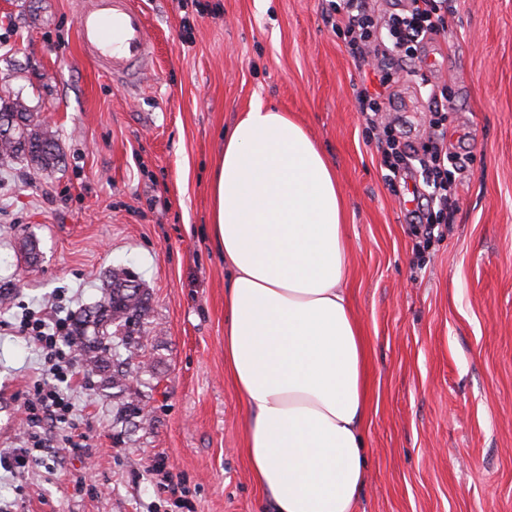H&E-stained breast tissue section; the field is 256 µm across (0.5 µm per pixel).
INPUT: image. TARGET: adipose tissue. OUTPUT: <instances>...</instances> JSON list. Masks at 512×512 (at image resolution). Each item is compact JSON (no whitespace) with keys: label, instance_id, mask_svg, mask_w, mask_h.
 I'll return each instance as SVG.
<instances>
[{"label":"adipose tissue","instance_id":"ef3b65f1","mask_svg":"<svg viewBox=\"0 0 512 512\" xmlns=\"http://www.w3.org/2000/svg\"><path fill=\"white\" fill-rule=\"evenodd\" d=\"M208 232L230 274L224 365L272 512H357L366 341L343 287L336 169L293 117L253 105L224 135Z\"/></svg>","mask_w":512,"mask_h":512}]
</instances>
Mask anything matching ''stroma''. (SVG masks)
I'll return each mask as SVG.
<instances>
[{"mask_svg": "<svg viewBox=\"0 0 512 512\" xmlns=\"http://www.w3.org/2000/svg\"><path fill=\"white\" fill-rule=\"evenodd\" d=\"M155 47L135 88L84 54L77 0H0V96L56 130L51 172L0 165V451L30 432L44 370L3 325L60 299L101 298L113 268L149 293L132 377L71 392L85 445L43 426L57 462L0 470L10 512H269L244 454L246 409L224 369V260L207 233L224 132L254 103L291 114L336 168L345 288L367 342L368 475L358 512H512V0H448L453 33L426 75L447 87L448 150L466 160L442 237L422 244L363 73L325 21L330 0H138ZM403 136L429 114L413 76L392 85ZM41 255L28 264L24 237Z\"/></svg>", "mask_w": 512, "mask_h": 512, "instance_id": "35a3bbf8", "label": "stroma"}]
</instances>
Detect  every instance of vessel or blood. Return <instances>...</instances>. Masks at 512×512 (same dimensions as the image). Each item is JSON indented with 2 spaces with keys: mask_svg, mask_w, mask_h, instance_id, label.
<instances>
[{
  "mask_svg": "<svg viewBox=\"0 0 512 512\" xmlns=\"http://www.w3.org/2000/svg\"><path fill=\"white\" fill-rule=\"evenodd\" d=\"M77 28L84 52L113 81H131L152 61L153 43L134 0H81Z\"/></svg>",
  "mask_w": 512,
  "mask_h": 512,
  "instance_id": "obj_1",
  "label": "vessel or blood"
}]
</instances>
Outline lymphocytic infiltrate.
I'll return each instance as SVG.
<instances>
[{
    "instance_id": "f902f5d3",
    "label": "lymphocytic infiltrate",
    "mask_w": 512,
    "mask_h": 512,
    "mask_svg": "<svg viewBox=\"0 0 512 512\" xmlns=\"http://www.w3.org/2000/svg\"><path fill=\"white\" fill-rule=\"evenodd\" d=\"M333 30L343 34L346 48L356 66H372L378 81L376 90L361 87L357 101L361 112L379 113L389 98L394 76L417 74V64L426 44L448 37V0H405L403 7L389 11L378 0H334L328 16ZM429 140L421 148L401 143L392 123H385L380 150L392 173L418 169L428 192L419 197L411 223L424 240L441 236L448 222L451 189L456 176L464 172L463 158L448 152L447 91L427 88ZM58 304L37 303L23 315L18 332L43 360L46 369L26 401L31 431L23 447L0 455V469L22 473L36 464L47 442L40 430L44 420L72 423L74 404L64 387L75 376L77 354L66 331L67 319Z\"/></svg>"
}]
</instances>
